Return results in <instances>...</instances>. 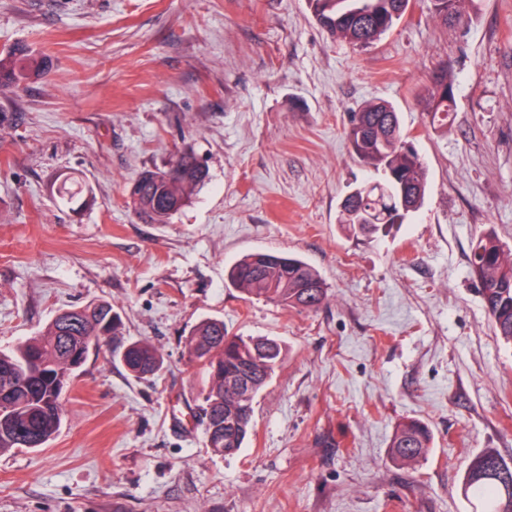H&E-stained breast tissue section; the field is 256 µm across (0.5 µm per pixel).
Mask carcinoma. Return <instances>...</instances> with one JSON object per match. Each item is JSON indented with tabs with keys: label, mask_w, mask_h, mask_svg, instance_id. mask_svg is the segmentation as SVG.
Masks as SVG:
<instances>
[{
	"label": "carcinoma",
	"mask_w": 512,
	"mask_h": 512,
	"mask_svg": "<svg viewBox=\"0 0 512 512\" xmlns=\"http://www.w3.org/2000/svg\"><path fill=\"white\" fill-rule=\"evenodd\" d=\"M465 0H429L436 19L461 17ZM314 19L333 39L355 47L379 41L406 14L410 0H308ZM38 69L24 48L0 53V87L16 84ZM453 82L440 68L428 89L433 118L452 116L448 94ZM347 138L353 153L374 176L349 187L341 202L339 223L357 235L377 238L407 223L423 206L428 169L414 147L407 146L401 118L386 102H369L352 114ZM208 170L194 152H181L164 169H146L132 183L128 205L145 224H167L194 192L205 184ZM80 191L63 180L60 202L78 203ZM471 265L495 336L512 346V249L492 235L477 239ZM229 284L258 300L316 309L327 298L328 285L314 267L286 252L258 250L236 261L226 273ZM121 317L105 301L56 315L47 332L14 349L0 351V453L15 448H44L59 431L64 415L63 386L86 362L92 344L118 335ZM189 357L209 377L203 393L205 446L217 455H234L252 432L254 403L279 367L283 346L274 339L230 336L224 321L208 318L191 332ZM113 358L134 377L159 372L163 359L146 341H132L112 351ZM433 436L427 425L411 420L392 438L393 458L412 465L426 457ZM465 493L477 501L475 512H512V466L487 450L469 468Z\"/></svg>",
	"instance_id": "cac0c4a2"
}]
</instances>
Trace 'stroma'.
<instances>
[{"mask_svg":"<svg viewBox=\"0 0 512 512\" xmlns=\"http://www.w3.org/2000/svg\"><path fill=\"white\" fill-rule=\"evenodd\" d=\"M444 25L420 0L355 49L307 0H0V52L26 44L45 76L0 91V350L93 299L119 337L161 354L142 380L90 353L44 448L0 454V512H472L471 460L512 465V348L470 265L492 232L512 247V0H468ZM447 66L456 119L425 88ZM386 100L429 169L424 206L370 241L339 224L367 178L345 129ZM184 149L208 180L167 224L127 204L140 172ZM77 178L84 205L57 187ZM297 254L326 280L313 310L248 298L225 269ZM206 318L284 348L244 448L204 445L208 387L186 340ZM433 445L393 461L396 428ZM432 442L428 426L411 420L397 428L391 442V454L395 460L412 465L426 457Z\"/></svg>","mask_w":512,"mask_h":512,"instance_id":"stroma-1","label":"stroma"}]
</instances>
